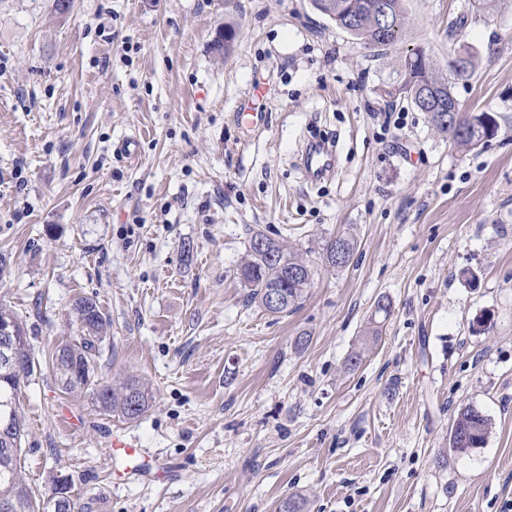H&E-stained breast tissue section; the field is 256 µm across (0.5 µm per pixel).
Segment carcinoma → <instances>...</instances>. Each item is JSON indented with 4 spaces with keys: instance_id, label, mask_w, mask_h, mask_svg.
Instances as JSON below:
<instances>
[{
    "instance_id": "carcinoma-1",
    "label": "carcinoma",
    "mask_w": 512,
    "mask_h": 512,
    "mask_svg": "<svg viewBox=\"0 0 512 512\" xmlns=\"http://www.w3.org/2000/svg\"><path fill=\"white\" fill-rule=\"evenodd\" d=\"M319 12L328 16L336 26L373 47L393 46L406 25L402 0H313ZM421 51L416 50L401 59L405 82L399 91L414 107L427 99L448 106V90L454 82L465 81L474 71V56L466 57V66H450L452 77L447 79L436 72L433 63L416 62ZM483 114L470 116L467 134L460 135L443 119L433 121L435 129L465 149H474L485 143ZM264 236L260 231L250 232L246 254L237 268L240 283L247 289V298L271 314L287 313L298 307L315 275L313 261L305 253L293 251L274 238H268V250L254 246V240ZM281 296V305L270 308L267 296L271 290ZM80 326V336L59 344L48 357V366L61 390L71 396L89 391L98 407L115 413L128 421H136L148 410L152 395L139 380L129 377L116 385H100L94 381L96 358L100 344L106 337L109 322L97 302L80 298L74 305ZM13 323L17 341L13 344L15 357L33 358L27 330L11 308L0 303V323ZM22 386L16 375L0 377V395L7 394L14 405H19ZM489 423L480 412L466 408L454 420L449 447L455 451L477 448L488 433ZM24 423L19 410H14L8 432L0 434V501L21 497L25 501L22 512H48L46 500L31 495L21 478V441Z\"/></svg>"
}]
</instances>
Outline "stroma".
Instances as JSON below:
<instances>
[{
	"instance_id": "35a3bbf8",
	"label": "stroma",
	"mask_w": 512,
	"mask_h": 512,
	"mask_svg": "<svg viewBox=\"0 0 512 512\" xmlns=\"http://www.w3.org/2000/svg\"><path fill=\"white\" fill-rule=\"evenodd\" d=\"M54 2L0 0V302L33 330L19 405L33 494L66 475L81 512H277L292 494L307 512H504L512 0H402L385 50L311 0ZM419 49L443 73L475 56L455 94L497 115L495 138L461 150L400 99L399 60ZM248 101L267 115L256 138L233 123ZM319 133L337 170L313 183L297 156ZM132 134L130 162L114 147ZM251 228L315 253L344 232L358 247L269 315L236 275ZM80 297L110 321L96 380L152 391L137 421L61 393L44 366L76 335ZM382 298L391 312L363 346ZM468 407L489 430L460 454L449 434ZM116 437L143 448L142 476L113 468Z\"/></svg>"
}]
</instances>
